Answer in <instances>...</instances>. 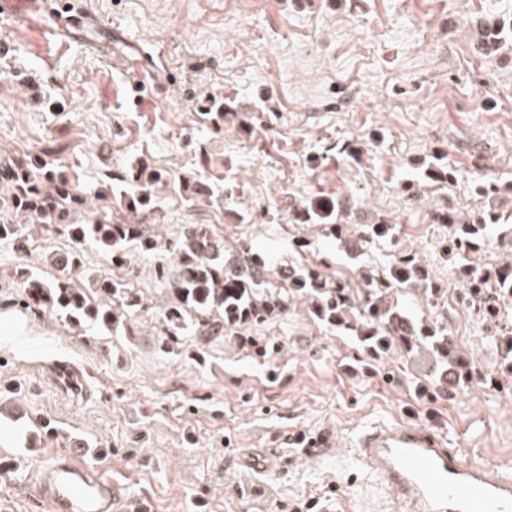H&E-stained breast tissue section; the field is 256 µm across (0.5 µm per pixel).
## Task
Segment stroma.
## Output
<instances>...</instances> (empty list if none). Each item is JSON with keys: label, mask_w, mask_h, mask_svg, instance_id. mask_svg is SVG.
<instances>
[{"label": "stroma", "mask_w": 512, "mask_h": 512, "mask_svg": "<svg viewBox=\"0 0 512 512\" xmlns=\"http://www.w3.org/2000/svg\"><path fill=\"white\" fill-rule=\"evenodd\" d=\"M111 44L56 46L0 18V151L58 158L94 190L146 163L207 179L210 203L164 198L150 224H217L275 263L313 265L364 287V273L418 254L445 288L458 345L475 361L468 386H443L430 358L365 357L353 337L303 308L242 336L178 354L160 347V316L117 335L69 327L0 288V446L12 454L0 512H50L30 475L49 448L87 445V459L145 499L151 512H399L350 447L377 420L443 434L465 458L512 459V371L489 340L494 322L459 303L465 284L443 251L451 229L433 214L483 206L477 185L512 182V62L476 50L479 23L512 0H87ZM155 66L147 106L113 87ZM229 104L216 117L211 101ZM446 155L444 185L421 184ZM340 198L393 218L395 241L350 253L318 224H293L295 204ZM79 369L75 393L59 375ZM52 434L29 444L31 418ZM331 430L340 449L314 458L280 435Z\"/></svg>", "instance_id": "stroma-1"}]
</instances>
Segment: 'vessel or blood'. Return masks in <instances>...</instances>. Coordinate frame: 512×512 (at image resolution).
Returning a JSON list of instances; mask_svg holds the SVG:
<instances>
[{
    "mask_svg": "<svg viewBox=\"0 0 512 512\" xmlns=\"http://www.w3.org/2000/svg\"><path fill=\"white\" fill-rule=\"evenodd\" d=\"M0 0V16L40 28L63 41L97 28L95 16L72 0ZM355 457L405 512H512V463L486 466L464 458L431 429L378 422L358 432ZM35 466L30 484L51 512H145L121 485L74 450L51 448Z\"/></svg>",
    "mask_w": 512,
    "mask_h": 512,
    "instance_id": "1",
    "label": "vessel or blood"
}]
</instances>
